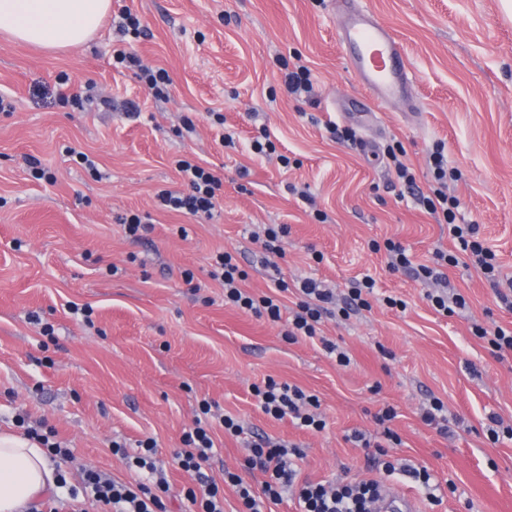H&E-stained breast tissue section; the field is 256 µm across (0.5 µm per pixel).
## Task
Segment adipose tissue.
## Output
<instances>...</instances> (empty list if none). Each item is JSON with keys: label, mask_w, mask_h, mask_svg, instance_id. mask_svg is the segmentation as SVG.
<instances>
[{"label": "adipose tissue", "mask_w": 512, "mask_h": 512, "mask_svg": "<svg viewBox=\"0 0 512 512\" xmlns=\"http://www.w3.org/2000/svg\"><path fill=\"white\" fill-rule=\"evenodd\" d=\"M111 6L112 0H0V29L43 48H77L96 33ZM55 484L44 449L0 436V512H18Z\"/></svg>", "instance_id": "1"}]
</instances>
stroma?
I'll return each mask as SVG.
<instances>
[{"label":"stroma","instance_id":"stroma-1","mask_svg":"<svg viewBox=\"0 0 512 512\" xmlns=\"http://www.w3.org/2000/svg\"><path fill=\"white\" fill-rule=\"evenodd\" d=\"M504 2L368 0L400 38L413 82L409 99L385 105L365 103L340 45L334 12L345 0H112L113 11L140 17L146 36L119 39L107 18L87 45L64 51L0 32V95L15 104L0 112V432L23 435L21 416L26 426L44 421L72 451L49 461L65 486L34 506L71 512L70 490L90 470L135 481L125 458L151 437L167 468L171 512H185L179 493L192 478L173 454L206 398L213 413L298 445L299 480L381 477L417 512H512V436L488 435L490 415L512 427V356L495 359L473 333L477 325L512 328V309L460 265L447 274L467 307L439 314L428 284L389 271L386 253L372 248L393 239L416 263L439 246L457 252L447 226L412 204L413 190L429 186L427 153L441 141L461 172L448 185L458 222L479 224L502 277L512 278V12ZM117 48L168 70V98H153L132 71L114 68ZM297 58L315 76L310 104L283 87V64ZM85 89L92 98L76 108L70 96ZM133 102L140 114L129 112ZM262 126L276 150L258 156L249 142ZM344 127L353 141L337 140ZM224 131L235 147H224ZM396 142L415 188L396 179L383 155ZM83 152L96 157L98 172L81 165ZM33 158L43 179L31 173ZM183 158L223 179L213 219L155 207L156 190L176 184ZM319 210L327 221H318ZM131 212L152 225L138 242L117 221ZM249 224L287 225L275 268L255 260ZM222 250L237 255L257 292L276 268L291 283L324 280L340 299L356 279L374 277L371 309L323 324L349 363L327 356L318 340L290 342L283 324L226 304L208 275ZM111 265L118 274L108 273ZM387 295L405 308L388 307ZM74 304L88 315L72 314ZM45 323L54 335L42 332ZM268 377L317 395L325 430L262 413L251 386ZM435 398L448 409L452 437L420 417ZM387 405L400 438L387 443L388 459L427 469L438 501L409 477H383L351 442L357 431L380 434L374 415ZM213 437L210 473L220 482L225 471L242 472L247 450L222 428ZM116 442L125 454H113ZM242 474L260 488L261 472Z\"/></svg>","mask_w":512,"mask_h":512}]
</instances>
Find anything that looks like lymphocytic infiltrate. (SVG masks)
<instances>
[{"label": "lymphocytic infiltrate", "mask_w": 512, "mask_h": 512, "mask_svg": "<svg viewBox=\"0 0 512 512\" xmlns=\"http://www.w3.org/2000/svg\"><path fill=\"white\" fill-rule=\"evenodd\" d=\"M432 183L428 192L415 196V204L437 223L447 225L448 234L466 254L471 264L478 268L493 288L500 301L512 308V279H502L495 253L479 237V227L475 224H460L456 221L459 202L448 194V184L457 180L459 173L450 167L445 154L444 143H435L428 156ZM181 186L177 189L159 190L156 199L159 207L179 211L194 217H213L217 198L223 186L219 176L211 170L187 159L176 162ZM385 250L389 257L390 270H412L415 279L434 283L435 289L428 299L433 307L443 314L465 308L462 295L449 292L445 266L457 265L458 256L443 250H435L431 263L413 264L405 248L393 240H385ZM210 275L224 287V300L252 313L255 317L266 318L271 322L287 321L285 332L289 340L319 338V326L323 317L340 310L342 315H350L370 308L376 281L364 276L350 288L344 304H337L336 294L322 282L307 278L297 288H290L281 276H273V290L255 294L244 288L247 277L240 269L235 257L229 252L216 254L213 258ZM297 293L296 309L291 319H283L282 293L288 290ZM252 394L260 410L276 420L288 419L296 427L322 431L326 423L317 414L319 399L299 387L265 379L263 384L253 386ZM221 423L226 432L242 438L246 448L245 467L260 471L264 476L261 489H253L237 473L225 472L223 482L235 488L241 501L242 512H268V505L282 501L288 488H295L300 512H372L381 496L379 482H336L323 484L310 481L295 484L296 471L293 456L299 455L297 445L272 440L269 436L248 430L232 416H223ZM182 446L175 451L174 459L185 471L194 473L195 483L182 491V497L189 502L193 512H224V495L219 485L209 475L208 470L214 456V441L205 425L195 424L184 432ZM139 453L133 457V465L144 470L145 476L136 484H125L106 477L101 473L87 472L82 491L92 499L97 512H168L170 486L164 470L155 460L156 442L148 438L139 441Z\"/></svg>", "instance_id": "f902f5d3"}]
</instances>
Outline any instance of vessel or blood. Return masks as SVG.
Wrapping results in <instances>:
<instances>
[{"instance_id":"b4317fda","label":"vessel or blood","mask_w":512,"mask_h":512,"mask_svg":"<svg viewBox=\"0 0 512 512\" xmlns=\"http://www.w3.org/2000/svg\"><path fill=\"white\" fill-rule=\"evenodd\" d=\"M351 68L367 96L386 104L409 95L411 84L401 42L369 9L350 8L336 18Z\"/></svg>"}]
</instances>
